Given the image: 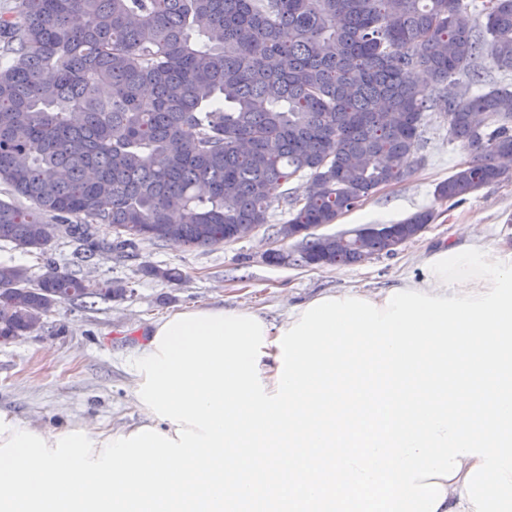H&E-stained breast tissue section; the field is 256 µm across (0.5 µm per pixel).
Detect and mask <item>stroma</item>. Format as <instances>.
Here are the masks:
<instances>
[{"label":"stroma","mask_w":512,"mask_h":512,"mask_svg":"<svg viewBox=\"0 0 512 512\" xmlns=\"http://www.w3.org/2000/svg\"><path fill=\"white\" fill-rule=\"evenodd\" d=\"M421 164L405 182L384 186L323 231L333 234L362 224H393L419 211H433L427 229L393 256L329 268L275 265L264 260L275 227L288 220L285 195L297 196L306 181L279 184L271 196L267 224L247 239L213 247L140 242L133 255L106 249L115 234L97 224V250L59 235L47 253L0 242V261L28 268L32 277L49 266L74 271L96 282L126 286L124 297L88 309L65 304L54 309L43 328L10 344L0 343V412L48 431L88 425L117 430L138 423L132 397L133 354L151 324L166 313L206 304L260 308L281 322L288 311L316 295L344 288L376 291L415 271L425 253L456 240L512 245V169L453 204L435 189L470 153L448 140V122L428 113L419 149ZM147 266L178 268L180 283L144 275Z\"/></svg>","instance_id":"1"}]
</instances>
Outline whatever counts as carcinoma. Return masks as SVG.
<instances>
[{
	"mask_svg": "<svg viewBox=\"0 0 512 512\" xmlns=\"http://www.w3.org/2000/svg\"><path fill=\"white\" fill-rule=\"evenodd\" d=\"M486 63L512 72V0H16L0 14V183L30 206L0 200V242L44 254L54 222L87 244L110 224L117 251L211 247L267 223L270 186L294 177L307 186L288 223L333 224L412 176L436 111L472 154L436 190L461 199L512 154V91L471 92ZM419 70L461 77L462 93H423ZM305 237L334 266L386 248ZM124 293L0 263V342L61 304Z\"/></svg>",
	"mask_w": 512,
	"mask_h": 512,
	"instance_id": "1",
	"label": "carcinoma"
}]
</instances>
